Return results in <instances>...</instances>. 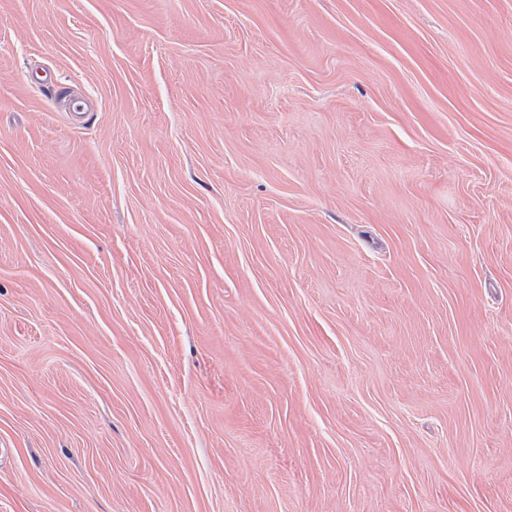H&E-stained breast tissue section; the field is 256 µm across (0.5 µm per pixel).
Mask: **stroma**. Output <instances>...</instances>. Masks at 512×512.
Segmentation results:
<instances>
[{
    "mask_svg": "<svg viewBox=\"0 0 512 512\" xmlns=\"http://www.w3.org/2000/svg\"><path fill=\"white\" fill-rule=\"evenodd\" d=\"M0 512H512V0H0Z\"/></svg>",
    "mask_w": 512,
    "mask_h": 512,
    "instance_id": "35a3bbf8",
    "label": "stroma"
}]
</instances>
